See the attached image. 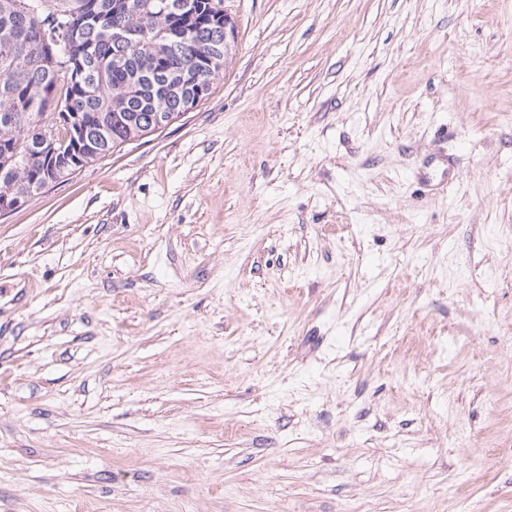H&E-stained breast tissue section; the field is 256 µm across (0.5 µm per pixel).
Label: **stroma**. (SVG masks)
<instances>
[{"mask_svg": "<svg viewBox=\"0 0 512 512\" xmlns=\"http://www.w3.org/2000/svg\"><path fill=\"white\" fill-rule=\"evenodd\" d=\"M222 7L0 216V512H512V0Z\"/></svg>", "mask_w": 512, "mask_h": 512, "instance_id": "obj_1", "label": "stroma"}]
</instances>
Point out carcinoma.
<instances>
[{"label":"carcinoma","mask_w":512,"mask_h":512,"mask_svg":"<svg viewBox=\"0 0 512 512\" xmlns=\"http://www.w3.org/2000/svg\"><path fill=\"white\" fill-rule=\"evenodd\" d=\"M0 0V198L19 208L118 146L146 116L199 104L231 46L214 0Z\"/></svg>","instance_id":"cac0c4a2"}]
</instances>
